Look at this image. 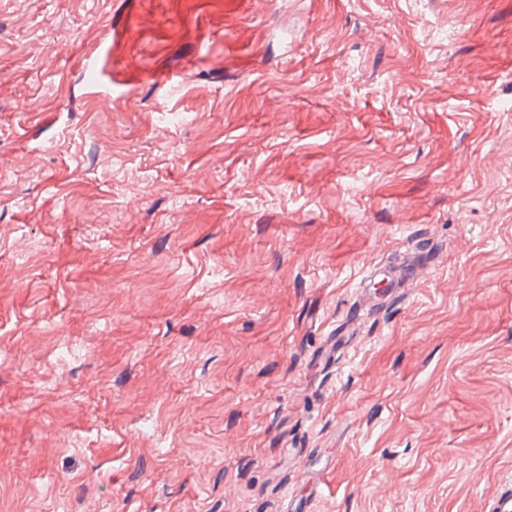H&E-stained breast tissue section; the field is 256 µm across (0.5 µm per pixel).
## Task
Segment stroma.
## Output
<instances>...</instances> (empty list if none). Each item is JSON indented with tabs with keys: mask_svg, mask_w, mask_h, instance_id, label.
<instances>
[{
	"mask_svg": "<svg viewBox=\"0 0 512 512\" xmlns=\"http://www.w3.org/2000/svg\"><path fill=\"white\" fill-rule=\"evenodd\" d=\"M0 172V512L512 480V0H0Z\"/></svg>",
	"mask_w": 512,
	"mask_h": 512,
	"instance_id": "stroma-1",
	"label": "stroma"
}]
</instances>
